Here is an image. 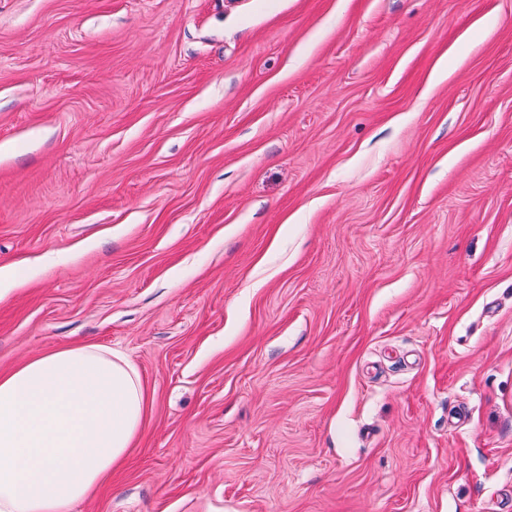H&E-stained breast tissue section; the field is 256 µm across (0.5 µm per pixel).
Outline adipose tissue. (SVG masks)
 I'll return each instance as SVG.
<instances>
[{
    "instance_id": "obj_1",
    "label": "adipose tissue",
    "mask_w": 512,
    "mask_h": 512,
    "mask_svg": "<svg viewBox=\"0 0 512 512\" xmlns=\"http://www.w3.org/2000/svg\"><path fill=\"white\" fill-rule=\"evenodd\" d=\"M150 408L137 365L96 344L0 375V512H71L123 465Z\"/></svg>"
}]
</instances>
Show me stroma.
<instances>
[{
  "label": "stroma",
  "mask_w": 512,
  "mask_h": 512,
  "mask_svg": "<svg viewBox=\"0 0 512 512\" xmlns=\"http://www.w3.org/2000/svg\"><path fill=\"white\" fill-rule=\"evenodd\" d=\"M2 265L154 395L73 512H512V0H0Z\"/></svg>",
  "instance_id": "stroma-1"
}]
</instances>
